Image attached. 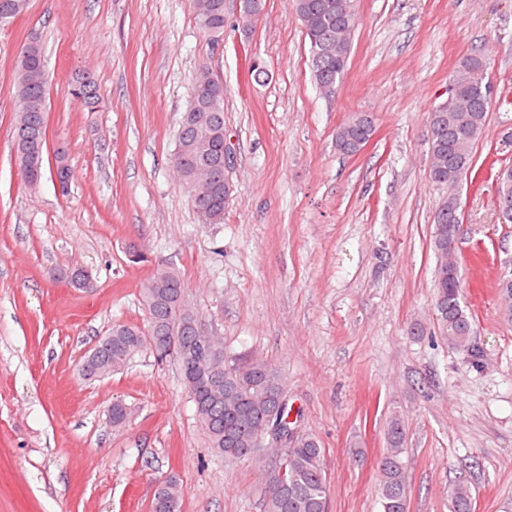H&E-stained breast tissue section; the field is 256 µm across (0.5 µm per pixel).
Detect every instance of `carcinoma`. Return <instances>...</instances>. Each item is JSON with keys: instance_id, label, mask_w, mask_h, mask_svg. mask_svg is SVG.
<instances>
[{"instance_id": "cac0c4a2", "label": "carcinoma", "mask_w": 512, "mask_h": 512, "mask_svg": "<svg viewBox=\"0 0 512 512\" xmlns=\"http://www.w3.org/2000/svg\"><path fill=\"white\" fill-rule=\"evenodd\" d=\"M29 0H0V23L25 12ZM199 28L210 41L224 35V0H192ZM310 42L311 73L320 87L337 84L344 76L357 24L354 0H290ZM484 54L473 51L454 68L448 78L460 99L461 111L448 112L441 105L430 113L442 117L434 140L429 142L435 165L430 180L446 191L434 215L431 246L438 254L434 308L438 326L448 344L476 353L472 317L462 306V275L458 257L460 211L456 209L458 188L473 166V150L482 138L492 92H483L474 82L475 71L483 65ZM48 74L40 36L28 40L15 60L9 92L19 105L15 124V153L23 180L37 184L45 164L47 142L44 123L48 112ZM68 94L94 110L100 102L97 85L89 73L77 74L68 83ZM191 95L196 101L190 119H181L171 163L179 181L187 188L190 202L201 224H214L224 216V86L209 72L196 77ZM373 128L348 118L336 131V148L352 156L358 143L368 139ZM54 171L61 186L71 177L66 151L56 148ZM146 327L116 322L89 351L80 365L85 379L108 376L125 367L142 351L145 337L158 346L157 360H170L195 407L213 455L250 458L256 435L271 416H290L282 406L288 381L282 368L261 359L239 362L224 354V344L212 338L217 353L203 351L205 340L197 331L202 319L191 303L180 272L169 266L157 267L142 284ZM175 336L181 350L170 352L167 337ZM132 411L124 403H112V426L126 425ZM405 432L400 415L388 421V448L379 467L382 512H407ZM325 449L313 435L300 432L289 450L288 473L266 481L263 512H327ZM182 486L174 475L165 477L154 490L151 512H179ZM451 512H474V498L468 483L459 479L449 488Z\"/></svg>"}]
</instances>
